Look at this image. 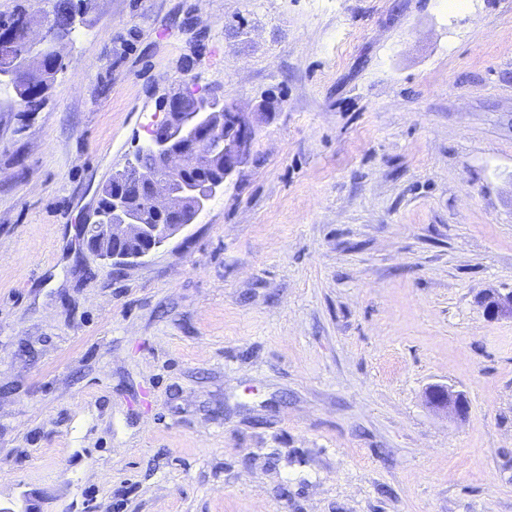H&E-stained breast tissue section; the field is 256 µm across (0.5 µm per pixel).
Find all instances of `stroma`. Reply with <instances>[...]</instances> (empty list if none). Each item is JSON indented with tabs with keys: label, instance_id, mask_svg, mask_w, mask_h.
Masks as SVG:
<instances>
[{
	"label": "stroma",
	"instance_id": "stroma-1",
	"mask_svg": "<svg viewBox=\"0 0 512 512\" xmlns=\"http://www.w3.org/2000/svg\"><path fill=\"white\" fill-rule=\"evenodd\" d=\"M0 86L5 512H512V0H86ZM193 88L271 114L195 224L89 254ZM463 392L436 412L430 386ZM478 303L489 318L512 320V290L507 293L485 290L478 296ZM426 398L430 406L446 415L460 417L466 413L468 408V400L463 393L444 385L429 387Z\"/></svg>",
	"mask_w": 512,
	"mask_h": 512
}]
</instances>
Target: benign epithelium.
<instances>
[{
    "instance_id": "obj_1",
    "label": "benign epithelium",
    "mask_w": 512,
    "mask_h": 512,
    "mask_svg": "<svg viewBox=\"0 0 512 512\" xmlns=\"http://www.w3.org/2000/svg\"><path fill=\"white\" fill-rule=\"evenodd\" d=\"M67 39L55 18L29 15L19 23L11 69L0 82L27 84L34 97H44L48 82L43 63L59 56ZM195 107L187 110L183 97L166 99V118L150 132L142 151L156 168L148 171L139 159L112 175V194L83 225L86 249L102 261L123 268L138 263L194 223L226 180L247 163L255 140V113L206 94H190ZM486 315L512 320V290L488 289L478 296ZM430 406L447 415L462 416L466 396L444 385L428 388Z\"/></svg>"
}]
</instances>
